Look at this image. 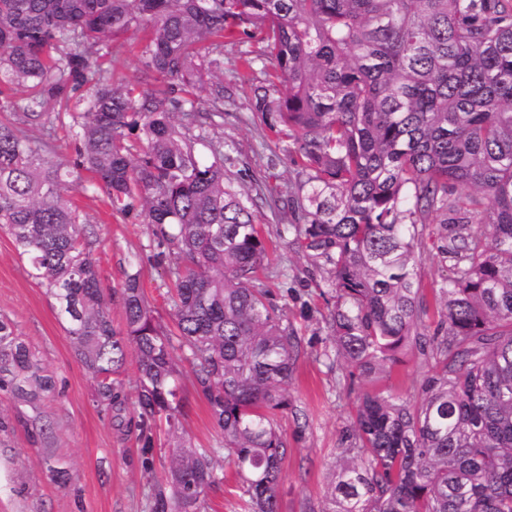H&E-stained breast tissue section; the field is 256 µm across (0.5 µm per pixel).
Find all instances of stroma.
Listing matches in <instances>:
<instances>
[{"label": "stroma", "mask_w": 512, "mask_h": 512, "mask_svg": "<svg viewBox=\"0 0 512 512\" xmlns=\"http://www.w3.org/2000/svg\"><path fill=\"white\" fill-rule=\"evenodd\" d=\"M248 85L237 86L235 102L224 107V143L233 162L227 174L235 187L263 180L265 193L287 197L295 170L285 140L266 126L261 114L249 111ZM82 223L97 235L93 256L102 284L121 283L129 268L141 270L145 292L157 316L167 314L166 258L145 225L113 215L103 191L71 193ZM287 212L265 224L271 245L263 279L273 303L286 309L288 325L301 336L304 350L288 383L293 410L279 421L292 453L285 461L279 489L280 512H316L350 422L355 396L346 388V369L328 338L323 296L327 274L293 243ZM0 317L18 334L56 378L57 388L43 405L53 424L55 454L70 470L72 482L60 486L42 462L20 419L26 409L0 396V512H148L150 483L162 476L163 448H155L152 470L141 464L135 432L94 402L95 385L64 331L55 300L30 275L7 229H0ZM188 439L198 447H222L224 437L212 425L206 401L191 394L183 419Z\"/></svg>", "instance_id": "1"}]
</instances>
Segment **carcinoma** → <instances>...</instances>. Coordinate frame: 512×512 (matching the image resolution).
<instances>
[{
	"mask_svg": "<svg viewBox=\"0 0 512 512\" xmlns=\"http://www.w3.org/2000/svg\"><path fill=\"white\" fill-rule=\"evenodd\" d=\"M140 29V80L117 84L105 61ZM236 33L247 48L226 83ZM249 76V109L287 132L294 243L326 265L329 339L349 386L363 385L326 506L310 512H512V0H0V94L21 93L0 121V227L56 300L100 410L129 404L134 358L143 467L158 432L169 448L150 512H209L226 462L240 512H280L291 449L279 418L303 343L259 279L260 205H280L226 174L224 101ZM66 115L80 128L71 163L49 156ZM85 172L169 259L170 322L138 269L101 288L94 240L66 199L87 189ZM427 237L452 270L432 336L414 267ZM407 357L431 367L415 402L384 384ZM181 359L222 450L186 438ZM55 388L1 319L0 393L30 408L36 444L52 438L41 404ZM43 461L69 483L54 451Z\"/></svg>",
	"mask_w": 512,
	"mask_h": 512,
	"instance_id": "1",
	"label": "carcinoma"
}]
</instances>
